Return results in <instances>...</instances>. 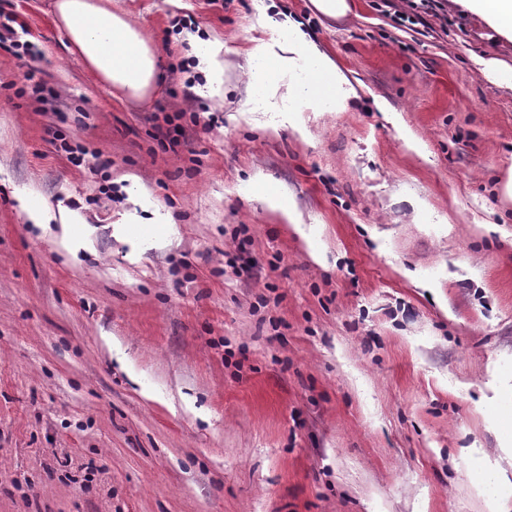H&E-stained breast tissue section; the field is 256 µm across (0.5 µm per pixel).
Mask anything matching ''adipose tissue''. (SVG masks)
I'll return each instance as SVG.
<instances>
[{"mask_svg": "<svg viewBox=\"0 0 512 512\" xmlns=\"http://www.w3.org/2000/svg\"><path fill=\"white\" fill-rule=\"evenodd\" d=\"M56 22L68 36L87 70L101 83L128 97L142 99L156 89L157 56L150 40L126 11L112 0H55ZM255 54L271 56L265 81H286L289 97L301 107L330 102L345 106L353 89L335 61L306 37L289 42L285 54H271L268 44L257 45ZM315 63V78L306 83L287 81L302 57Z\"/></svg>", "mask_w": 512, "mask_h": 512, "instance_id": "ef3b65f1", "label": "adipose tissue"}]
</instances>
